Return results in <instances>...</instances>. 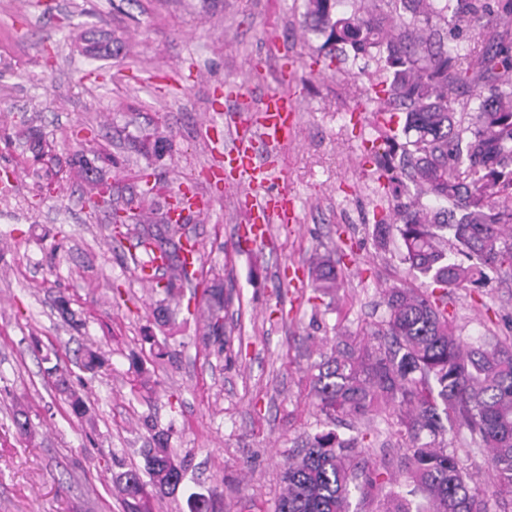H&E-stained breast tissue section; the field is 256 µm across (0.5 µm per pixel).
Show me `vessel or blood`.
Returning a JSON list of instances; mask_svg holds the SVG:
<instances>
[{
	"label": "vessel or blood",
	"mask_w": 512,
	"mask_h": 512,
	"mask_svg": "<svg viewBox=\"0 0 512 512\" xmlns=\"http://www.w3.org/2000/svg\"><path fill=\"white\" fill-rule=\"evenodd\" d=\"M300 98L285 89L265 91L246 108V116L233 133L212 178L232 182L238 189L233 199L237 211L247 216L240 227L242 243L258 247L268 241L271 225H288L295 217V200L287 191L270 188L280 165L277 153L294 132V114Z\"/></svg>",
	"instance_id": "b4317fda"
}]
</instances>
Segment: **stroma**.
Returning <instances> with one entry per match:
<instances>
[{
	"instance_id": "1",
	"label": "stroma",
	"mask_w": 512,
	"mask_h": 512,
	"mask_svg": "<svg viewBox=\"0 0 512 512\" xmlns=\"http://www.w3.org/2000/svg\"><path fill=\"white\" fill-rule=\"evenodd\" d=\"M302 0H0V512H123L115 473L143 466L153 447L147 423L170 429L184 478L151 497L152 512H275L282 466L315 435L365 432L366 470L403 477L401 439L386 423L326 420L311 405L310 364L340 339L384 317L382 288L422 287L397 246L375 248L376 219L396 200L371 175L366 149L377 134L353 117L372 96L361 63L339 62L302 27ZM96 34L121 43L101 60L82 50ZM288 52L302 99L298 132L282 156L278 188L295 196L299 223L274 227V241L236 250L239 220L227 194L206 178L214 131L234 128L224 84L249 95L276 87ZM41 129L51 156L42 177L22 168L32 153L26 127ZM114 158L104 174L111 209L95 207L79 158ZM154 195L142 197L145 185ZM212 198L189 218L199 245L196 278L220 273L232 298L225 350L204 338L192 283L182 307L143 286L134 238H114L112 209L142 201L150 222L181 185ZM338 261L335 296L307 301L283 280L314 253ZM66 298L81 325L61 318ZM448 316L466 341L512 339V280L450 291ZM172 357H158L161 344ZM105 359L81 374L85 349ZM77 377L89 417L73 415L51 366ZM25 408L33 428L11 424Z\"/></svg>"
}]
</instances>
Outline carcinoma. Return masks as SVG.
Returning a JSON list of instances; mask_svg holds the SVG:
<instances>
[{
    "instance_id": "carcinoma-1",
    "label": "carcinoma",
    "mask_w": 512,
    "mask_h": 512,
    "mask_svg": "<svg viewBox=\"0 0 512 512\" xmlns=\"http://www.w3.org/2000/svg\"><path fill=\"white\" fill-rule=\"evenodd\" d=\"M304 0L305 25L324 44L375 62L379 82L373 102L384 148L371 151L376 180L409 195L393 209L392 223L374 224V245L399 243L409 271L440 290L404 285L382 289L386 315L362 337L339 341L322 355L312 375L314 405L328 419L394 417L404 438L407 475L426 500L423 512H492L512 498V341L494 336L465 342L448 319L444 298L512 274V0ZM487 20L484 47L474 53L463 32ZM468 93L462 113L450 94ZM390 112L405 114L397 130ZM440 203L426 207L423 197ZM116 234L146 223L129 207ZM183 225L166 222L136 236L142 255L160 253L182 262L167 246L182 239ZM311 288L322 295L340 287L328 254L310 266ZM164 300L179 304V278L146 280ZM205 318L206 340L224 344L223 281L213 276L195 284ZM70 410L88 413L82 395L65 376L56 380ZM468 432L463 448L445 445L448 434ZM365 437L339 439L317 434L302 456L286 461L285 491L277 512H348L349 499L382 493L383 473L360 483L354 459ZM143 469L120 473L126 512H147L146 487L169 494L183 478L181 464L165 448L142 451ZM487 455L491 485L472 484L461 457Z\"/></svg>"
}]
</instances>
